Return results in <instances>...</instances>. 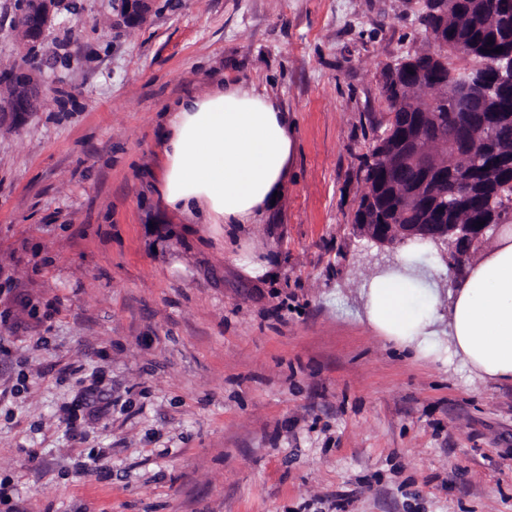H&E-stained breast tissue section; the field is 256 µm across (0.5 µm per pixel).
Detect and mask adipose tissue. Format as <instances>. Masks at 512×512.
<instances>
[{
    "label": "adipose tissue",
    "mask_w": 512,
    "mask_h": 512,
    "mask_svg": "<svg viewBox=\"0 0 512 512\" xmlns=\"http://www.w3.org/2000/svg\"><path fill=\"white\" fill-rule=\"evenodd\" d=\"M293 152L288 115L274 98L217 85L166 113L156 187L169 212L194 223L254 224L284 191ZM364 309L401 347L457 359L474 377L512 381V229L450 277L447 290L419 291L415 278L396 272L373 277Z\"/></svg>",
    "instance_id": "obj_1"
}]
</instances>
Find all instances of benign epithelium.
Wrapping results in <instances>:
<instances>
[{"label": "benign epithelium", "instance_id": "benign-epithelium-1", "mask_svg": "<svg viewBox=\"0 0 512 512\" xmlns=\"http://www.w3.org/2000/svg\"><path fill=\"white\" fill-rule=\"evenodd\" d=\"M427 0L428 13L452 23L462 9L475 11L486 19L487 0ZM55 0H35L29 17L19 30L22 43L37 42L53 21ZM150 0H125L123 10L134 21H142L150 12ZM437 57L419 52L401 61L391 69L390 78L382 82L381 92L390 105L389 119L398 122L403 133L389 149L375 150L369 159L372 169L378 171L398 200L393 216L384 220L373 218V223L358 224L360 236L380 245H396L409 239L422 238L447 245L452 258L479 255L494 241L505 223L512 221V212L505 206L499 175L512 170V154L499 147V141H490L489 135L507 130L512 115L506 112L487 113L493 96L485 89V77L472 73L465 82L469 98L449 100L455 120L448 123V132L438 111L445 91L427 96V107L415 111L413 92H425L420 82H411L404 74L424 71L436 66ZM39 98L37 79L31 70L16 84L13 95L0 106V112H31ZM451 153L456 158L458 176L448 196L436 192L438 182L446 176L438 163V156ZM486 189V224L457 222L458 202L471 197L474 189Z\"/></svg>", "mask_w": 512, "mask_h": 512}]
</instances>
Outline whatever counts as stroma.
Masks as SVG:
<instances>
[{"instance_id": "stroma-1", "label": "stroma", "mask_w": 512, "mask_h": 512, "mask_svg": "<svg viewBox=\"0 0 512 512\" xmlns=\"http://www.w3.org/2000/svg\"><path fill=\"white\" fill-rule=\"evenodd\" d=\"M0 0V512H512V382L398 348L362 290L401 247L360 237L384 70L425 0H60L34 49ZM295 138L256 224L156 196L160 117L215 81ZM35 73L26 71L24 77L16 84L13 95L1 106L0 112H32L35 101L39 98V90Z\"/></svg>"}]
</instances>
